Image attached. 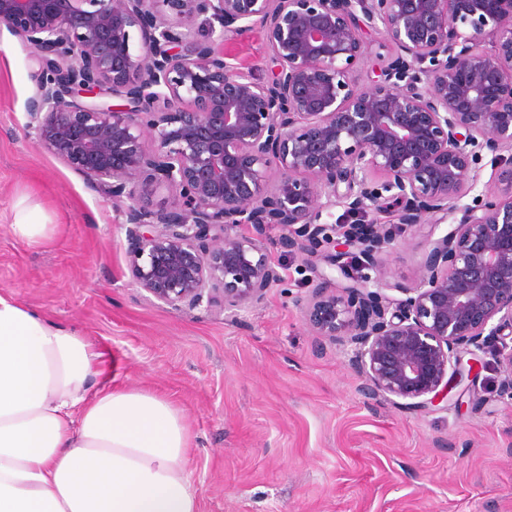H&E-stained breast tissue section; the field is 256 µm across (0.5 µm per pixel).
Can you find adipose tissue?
Segmentation results:
<instances>
[{"label":"adipose tissue","instance_id":"ef3b65f1","mask_svg":"<svg viewBox=\"0 0 512 512\" xmlns=\"http://www.w3.org/2000/svg\"><path fill=\"white\" fill-rule=\"evenodd\" d=\"M53 230L17 199L16 239ZM100 360L75 328L0 296V512H198L180 410L143 389L89 390Z\"/></svg>","mask_w":512,"mask_h":512}]
</instances>
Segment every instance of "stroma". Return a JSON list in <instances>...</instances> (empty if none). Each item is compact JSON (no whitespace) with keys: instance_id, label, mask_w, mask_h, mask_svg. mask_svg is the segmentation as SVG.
Here are the masks:
<instances>
[{"instance_id":"stroma-1","label":"stroma","mask_w":512,"mask_h":512,"mask_svg":"<svg viewBox=\"0 0 512 512\" xmlns=\"http://www.w3.org/2000/svg\"><path fill=\"white\" fill-rule=\"evenodd\" d=\"M222 50L241 74L267 75L263 27ZM36 70L32 49L1 31L0 294L79 329L103 355L99 383L152 391L181 411L199 512H512V408L494 364L432 411L369 398L293 305L300 261L276 225L269 256L288 282L260 307L224 318L149 297L111 200L35 143L26 104ZM22 195L56 225L43 245L11 233ZM431 231L397 238L392 280L413 277Z\"/></svg>"}]
</instances>
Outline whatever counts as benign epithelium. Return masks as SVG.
I'll list each match as a JSON object with an SVG mask.
<instances>
[{
  "label": "benign epithelium",
  "mask_w": 512,
  "mask_h": 512,
  "mask_svg": "<svg viewBox=\"0 0 512 512\" xmlns=\"http://www.w3.org/2000/svg\"><path fill=\"white\" fill-rule=\"evenodd\" d=\"M257 23L266 80L215 48ZM2 28L38 62V147L112 200L155 299L216 317L261 304L286 284L275 224L307 274L295 306L365 395L431 410L481 352L512 407V0H0ZM370 30L393 53L361 86ZM485 165L506 188L462 203ZM158 188L172 206L145 203ZM445 221L414 277L390 281L393 242ZM351 263L341 288L319 270Z\"/></svg>",
  "instance_id": "obj_1"
}]
</instances>
